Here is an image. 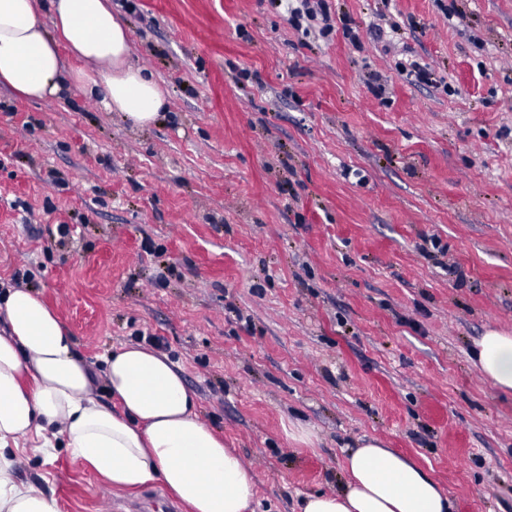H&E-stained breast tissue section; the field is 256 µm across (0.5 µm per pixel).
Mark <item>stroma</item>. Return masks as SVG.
<instances>
[{
    "label": "stroma",
    "instance_id": "35a3bbf8",
    "mask_svg": "<svg viewBox=\"0 0 512 512\" xmlns=\"http://www.w3.org/2000/svg\"><path fill=\"white\" fill-rule=\"evenodd\" d=\"M325 3L322 38L276 0H108L167 99L146 126L0 85V283L87 360L161 337L254 512L341 490L366 438L512 512V392L472 359L512 331V0ZM17 477L59 512L175 503L62 449Z\"/></svg>",
    "mask_w": 512,
    "mask_h": 512
}]
</instances>
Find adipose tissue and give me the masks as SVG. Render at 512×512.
Instances as JSON below:
<instances>
[{
  "label": "adipose tissue",
  "mask_w": 512,
  "mask_h": 512,
  "mask_svg": "<svg viewBox=\"0 0 512 512\" xmlns=\"http://www.w3.org/2000/svg\"><path fill=\"white\" fill-rule=\"evenodd\" d=\"M63 46L84 69L67 71ZM129 53V31L106 0H0V83L21 96L44 100L68 82L102 94L106 108L134 124H150L165 97ZM100 361L119 410L100 402L94 367L56 311L32 289L0 291V512H58L53 494L18 480L24 447L45 456L65 449L116 489L161 483L190 512H247L252 475L199 420L181 367L134 343ZM475 363L512 391V333L481 336ZM344 469L345 488L307 496L302 512H453L431 474L378 439L349 449Z\"/></svg>",
  "instance_id": "ef3b65f1"
}]
</instances>
